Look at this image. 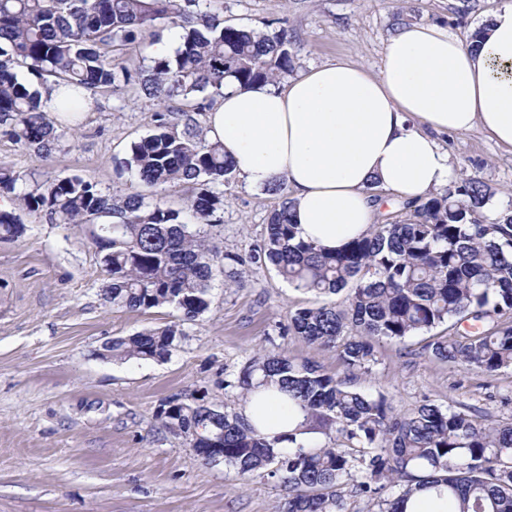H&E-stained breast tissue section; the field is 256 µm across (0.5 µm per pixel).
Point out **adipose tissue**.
I'll list each match as a JSON object with an SVG mask.
<instances>
[{
	"mask_svg": "<svg viewBox=\"0 0 512 512\" xmlns=\"http://www.w3.org/2000/svg\"><path fill=\"white\" fill-rule=\"evenodd\" d=\"M476 129L512 152V0H499L475 39L399 27L375 74L333 60L282 87H228L206 137L223 145L249 189L284 184L298 238L333 250L374 224L382 203L372 184L406 202L454 185L437 137ZM242 413L270 439L306 423L301 406L271 386L256 389Z\"/></svg>",
	"mask_w": 512,
	"mask_h": 512,
	"instance_id": "adipose-tissue-1",
	"label": "adipose tissue"
}]
</instances>
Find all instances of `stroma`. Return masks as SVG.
Returning <instances> with one entry per match:
<instances>
[{"label": "stroma", "instance_id": "stroma-1", "mask_svg": "<svg viewBox=\"0 0 512 512\" xmlns=\"http://www.w3.org/2000/svg\"><path fill=\"white\" fill-rule=\"evenodd\" d=\"M498 0H213L225 23L270 31L288 28L297 70L344 59L371 72L382 65L397 25L436 23L461 38ZM157 98L104 89L90 96L76 135L44 157L0 134V169L18 175V190L79 175L107 193L137 180L123 161L132 142L153 130ZM460 177L495 189L492 210L512 206V154L482 132L442 135ZM224 210L210 237L236 278L215 280L211 307L184 323L167 358L112 362L100 358L117 337L171 324L173 309L105 306L108 276L81 227L20 210L24 234L0 239V512H274V482L244 480L221 464L197 459L157 413L174 397L224 402L222 382L255 354L287 351L345 377L336 351L288 334L296 309L318 296L296 290L269 266L250 263L276 194L224 185ZM428 335L377 348L370 375L354 387L384 394L404 413L430 399L467 405L490 418L512 416V368L488 376L428 357Z\"/></svg>", "mask_w": 512, "mask_h": 512}]
</instances>
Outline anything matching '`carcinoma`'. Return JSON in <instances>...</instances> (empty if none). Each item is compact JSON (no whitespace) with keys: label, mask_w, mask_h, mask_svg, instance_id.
<instances>
[{"label":"carcinoma","mask_w":512,"mask_h":512,"mask_svg":"<svg viewBox=\"0 0 512 512\" xmlns=\"http://www.w3.org/2000/svg\"><path fill=\"white\" fill-rule=\"evenodd\" d=\"M203 0H0V130L22 146L49 154L61 137L42 93L70 90L56 108L82 112L102 89L181 96L223 93L235 82L275 84L296 61L288 30L258 32L226 25L200 9ZM176 15L180 45L154 58L138 80L116 63L124 47L157 22ZM23 66L45 91L18 79ZM126 167L146 186L192 182L186 214L147 202L130 188L103 193L78 176H59L23 194L19 177L0 169V193L56 224H79L108 275L105 303L114 309L172 307L178 321L112 339L99 356L112 361L159 360L176 346L179 323L210 308L211 282L224 277V257L206 227L224 210L217 189L234 175L223 146L206 139L189 112L155 113V130L130 147ZM495 192L476 177L412 206L399 222L327 252L296 237L285 198L266 225L254 263L271 265L289 284L316 295L348 290L347 305L296 310L288 331L310 345L333 348L352 374H369L376 344L402 341L448 325L452 337L427 345L438 360L487 374L512 368V209L484 220ZM112 218V235L95 222ZM25 231L12 210L0 209V239ZM224 407L201 398L166 401L162 426L197 448L206 463L224 464L243 478L273 480L285 495L276 512H345L347 486L377 500V512H407L422 490L448 497L447 512H512V420L481 418L466 407L425 402L401 416L373 396L285 352L251 357L222 381ZM275 385L307 413L335 429L340 446L293 436L267 439L236 411V400Z\"/></svg>","instance_id":"1"}]
</instances>
